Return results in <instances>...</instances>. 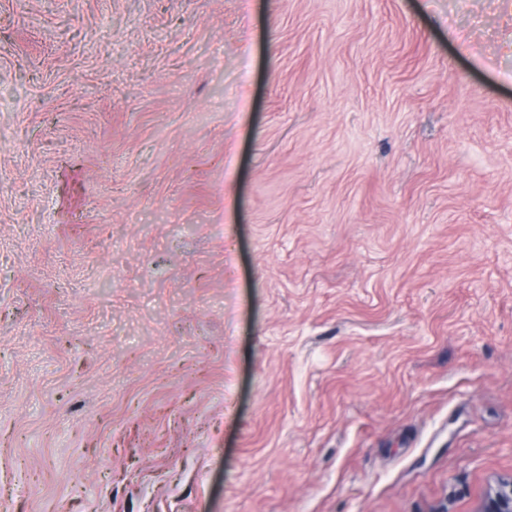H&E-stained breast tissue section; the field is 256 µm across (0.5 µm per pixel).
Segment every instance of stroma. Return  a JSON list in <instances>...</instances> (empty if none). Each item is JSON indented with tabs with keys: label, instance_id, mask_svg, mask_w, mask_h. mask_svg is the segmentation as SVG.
Wrapping results in <instances>:
<instances>
[{
	"label": "stroma",
	"instance_id": "35a3bbf8",
	"mask_svg": "<svg viewBox=\"0 0 512 512\" xmlns=\"http://www.w3.org/2000/svg\"><path fill=\"white\" fill-rule=\"evenodd\" d=\"M511 477L512 0H0V512Z\"/></svg>",
	"mask_w": 512,
	"mask_h": 512
}]
</instances>
